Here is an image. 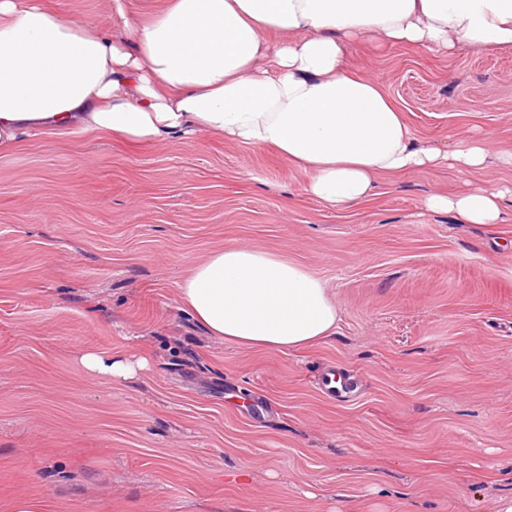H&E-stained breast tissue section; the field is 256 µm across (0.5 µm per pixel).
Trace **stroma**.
I'll return each instance as SVG.
<instances>
[{"instance_id":"stroma-1","label":"stroma","mask_w":512,"mask_h":512,"mask_svg":"<svg viewBox=\"0 0 512 512\" xmlns=\"http://www.w3.org/2000/svg\"><path fill=\"white\" fill-rule=\"evenodd\" d=\"M418 145L512 149V50L371 39ZM269 149L199 134L132 148L50 133L0 154V512H493L512 495V198L499 224L428 195L512 187V166L381 179L332 209ZM280 253L329 288L334 336L287 352L219 343L179 301L224 246ZM148 355L132 380L82 351ZM351 379L343 399L322 377Z\"/></svg>"}]
</instances>
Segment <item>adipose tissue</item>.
<instances>
[{"instance_id": "ef3b65f1", "label": "adipose tissue", "mask_w": 512, "mask_h": 512, "mask_svg": "<svg viewBox=\"0 0 512 512\" xmlns=\"http://www.w3.org/2000/svg\"><path fill=\"white\" fill-rule=\"evenodd\" d=\"M115 10L105 30L45 0H0V153L69 128L136 145L205 133L275 151L333 208L366 200L382 176L512 164V151L486 136L417 146L382 84L344 67L347 47L366 36L443 54L512 48V0H164L145 18ZM505 195L472 185L425 205L496 224ZM178 295L207 336L242 348L297 350L336 333L323 281L269 250L215 249ZM79 361L89 376L123 380L148 367L98 351Z\"/></svg>"}]
</instances>
